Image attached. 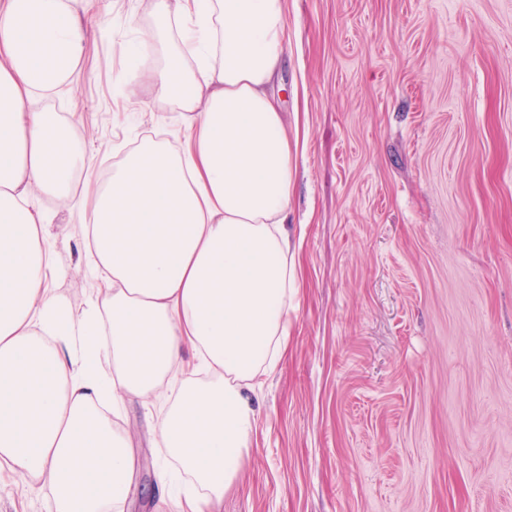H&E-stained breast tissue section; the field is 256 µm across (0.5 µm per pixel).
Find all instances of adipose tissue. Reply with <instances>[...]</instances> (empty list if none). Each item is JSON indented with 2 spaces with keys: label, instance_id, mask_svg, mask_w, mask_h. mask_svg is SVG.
Instances as JSON below:
<instances>
[{
  "label": "adipose tissue",
  "instance_id": "adipose-tissue-1",
  "mask_svg": "<svg viewBox=\"0 0 512 512\" xmlns=\"http://www.w3.org/2000/svg\"><path fill=\"white\" fill-rule=\"evenodd\" d=\"M84 0H0V467L55 512H121L135 472L103 406L161 401L158 436L190 474L174 512H220L257 429V379L288 348L295 155L268 88L285 52L282 0H156L138 65L188 112L185 146L148 138L95 189L90 268L110 283L80 317L47 287L53 252L33 191L69 202L93 169L69 121L29 110L65 82L91 34ZM172 60L156 68L160 42Z\"/></svg>",
  "mask_w": 512,
  "mask_h": 512
}]
</instances>
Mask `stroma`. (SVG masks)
Here are the masks:
<instances>
[{"mask_svg": "<svg viewBox=\"0 0 512 512\" xmlns=\"http://www.w3.org/2000/svg\"><path fill=\"white\" fill-rule=\"evenodd\" d=\"M153 2L89 0L94 40L32 100L95 158L72 205L32 198L76 316L103 287L89 184L143 137L183 144L135 65ZM285 43L299 293L222 512H512V0H285ZM157 414L130 399L115 423L138 461L125 512H165ZM29 484L0 471V512H53Z\"/></svg>", "mask_w": 512, "mask_h": 512, "instance_id": "obj_1", "label": "stroma"}]
</instances>
